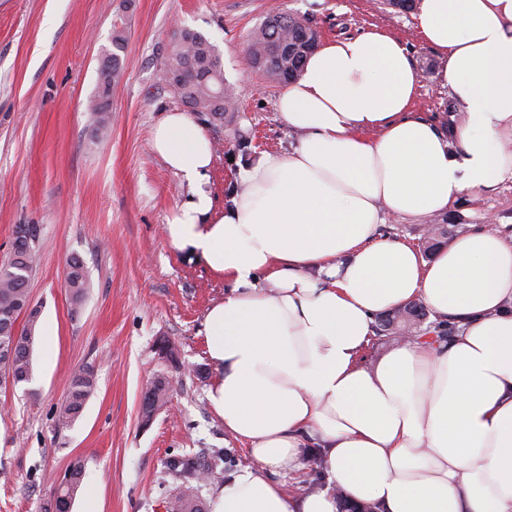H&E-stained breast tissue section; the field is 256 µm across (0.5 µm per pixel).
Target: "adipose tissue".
I'll list each match as a JSON object with an SVG mask.
<instances>
[{
    "mask_svg": "<svg viewBox=\"0 0 512 512\" xmlns=\"http://www.w3.org/2000/svg\"><path fill=\"white\" fill-rule=\"evenodd\" d=\"M418 22L458 107L448 129L411 112L416 70L382 29L308 58L275 101L297 145L239 169L224 212L202 126L174 111L153 129L192 188L167 237L224 277L209 402L252 458L211 512H336L340 492L380 512H512V243L476 229L426 261L379 232L512 181V0H421ZM415 300L459 333L362 363L376 318ZM314 448L325 487L288 494Z\"/></svg>",
    "mask_w": 512,
    "mask_h": 512,
    "instance_id": "ef3b65f1",
    "label": "adipose tissue"
}]
</instances>
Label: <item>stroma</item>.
Instances as JSON below:
<instances>
[{
  "label": "stroma",
  "mask_w": 512,
  "mask_h": 512,
  "mask_svg": "<svg viewBox=\"0 0 512 512\" xmlns=\"http://www.w3.org/2000/svg\"><path fill=\"white\" fill-rule=\"evenodd\" d=\"M280 2L323 43L374 27L399 39L419 78L412 111L447 125L456 106L416 12L384 0ZM268 7L269 0H0V264L16 225H37L29 288L40 309L37 329L52 326L56 339L48 356L34 344L29 381L0 387V512H45L59 475L77 457L85 476L71 512H84L89 492L101 512H165L169 495L187 486L207 504L215 485L173 480V457L221 448L226 470L249 464L207 397L216 372L203 322L224 298V278L165 235L190 188L155 153L151 130L182 107L162 70L175 30L189 27L221 51L224 76L240 98L238 125L251 139L247 154L230 155L223 131L206 128L216 209L228 204L242 165L293 147L297 137L274 108L281 84L244 64ZM117 27L127 33L125 75L112 90L111 125L99 135L88 106ZM490 217L512 237V182L462 195L436 221L460 233ZM73 257L92 283L77 311L65 282ZM163 339L176 346L177 362L159 354ZM86 363L97 370V389L79 419L57 429L52 411L70 373ZM156 376L170 383L169 403L146 422L141 394Z\"/></svg>",
  "instance_id": "stroma-1"
}]
</instances>
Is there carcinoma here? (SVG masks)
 <instances>
[{"instance_id":"obj_1","label":"carcinoma","mask_w":512,"mask_h":512,"mask_svg":"<svg viewBox=\"0 0 512 512\" xmlns=\"http://www.w3.org/2000/svg\"><path fill=\"white\" fill-rule=\"evenodd\" d=\"M317 38L312 27L297 26L292 15L279 12L267 17L250 35L248 51L253 68L274 81L288 82L297 78L311 51L305 48L302 35ZM112 49L106 51L99 68V77L90 109L95 115L97 131L104 133L111 124L109 97L112 87L124 76L121 53L126 36L120 29L113 31ZM168 88L188 109L201 120L216 128H227V138L234 149L244 152L251 141L236 127L235 114L239 110L233 85L224 80V62L220 51L203 34L190 29L180 30L165 64ZM38 228L34 224H18L12 241V254L0 266V385H17L29 380L32 372L34 329L40 310L32 304L28 282L31 275ZM66 284L73 311H79L91 288V282L81 261L73 257L68 262ZM26 315L24 325H18L20 315ZM428 315L420 303H413L377 317L372 339L393 338L406 334L418 339L431 334L436 339L449 338L456 332V323L439 320L424 323ZM97 385L95 366L85 364L74 370L68 380L65 400L56 408L54 421L67 427L83 413ZM169 382L163 377L150 381L144 392L148 404L142 407L143 420L165 407L169 399ZM174 479H200L220 481L224 477V450L216 448L209 459L201 463L186 456L174 458L169 465ZM84 477V462L74 459L57 480L47 512H65L72 508L76 493ZM169 512H204L203 503L180 493L167 501Z\"/></svg>"}]
</instances>
